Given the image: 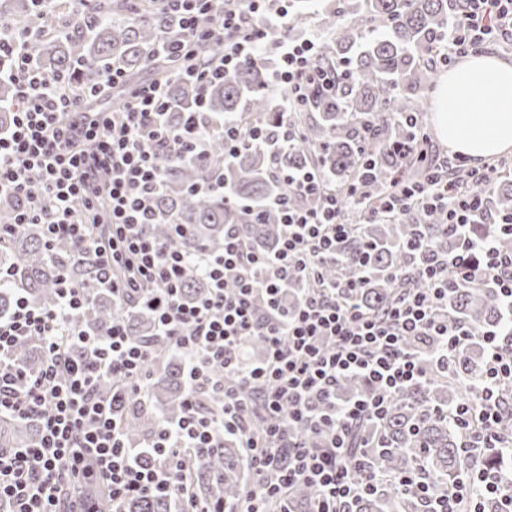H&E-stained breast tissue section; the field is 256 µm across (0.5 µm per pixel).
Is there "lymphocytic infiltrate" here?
<instances>
[{
    "mask_svg": "<svg viewBox=\"0 0 512 512\" xmlns=\"http://www.w3.org/2000/svg\"><path fill=\"white\" fill-rule=\"evenodd\" d=\"M168 20L184 35L159 47L166 62L182 68L199 93L250 62L267 65L269 85L284 93L289 109L304 103L310 88L330 90L335 75L315 67L317 45L287 35L286 9L267 15V0H162ZM207 23H200V16ZM281 33L279 53L267 61L270 30ZM512 43V0H462L461 12L438 49L443 63L488 52L495 42ZM31 32L0 34V56L16 66L9 79L20 98L7 130L0 132V194L20 199L13 223L0 225V240L28 224L41 225L46 246L60 240L89 256L98 288L122 306L148 308L159 335L188 354L185 410L162 421L142 448L130 446L123 423L148 392L150 346L133 339L124 319L90 334L78 323L87 294L61 275L55 307L18 296L14 311L0 317V415L37 419L41 435L25 448H0V507L6 512H100L95 490H103L110 512H126L128 499L167 497L175 512H295L288 492L296 483L314 486L318 497L308 512H344L345 504L377 492L381 480L365 458L350 453L355 429L381 420L397 393L422 381L427 364L449 369L454 354L481 340L484 370L464 381L466 397L450 414L468 428L475 452L508 454L502 417L512 411V252L498 238L512 237V213L498 214L489 188L497 166L466 168L457 157L434 165L420 183H401L382 207L370 208L357 188L346 196L326 189L318 168L291 170L284 178L312 207L277 200L284 235L269 253L250 248L234 225L224 230V249L195 257L169 249L146 231L153 201L163 187L164 149L203 154L210 127L188 112L185 125L170 128V99L164 82H128L113 71L120 110L96 108L103 89H72L48 81L35 65ZM224 52L206 58L208 48ZM357 205L368 217L384 213L401 224H421L437 214L457 249L438 255L412 242L418 253L417 288L402 289L382 314L373 315L357 296L368 279L362 258L357 277L326 278L323 267L337 259V246L351 233L346 211ZM480 224L493 226L477 234ZM203 274L209 294L189 303L183 284ZM307 288L289 312L281 307L294 273ZM461 284H489L497 292L500 319L482 332L448 315V293ZM269 313H259L258 297ZM43 337L45 360L32 375L21 374L9 354L25 336ZM258 337L266 355L245 360L244 344ZM432 336L436 351L411 349L410 339ZM83 353L73 356L66 340ZM220 363L225 376L213 378ZM359 375L371 391L338 398L336 385ZM111 380V395L99 385ZM219 435L234 437L244 450L249 475L240 499L207 506L187 487V456L203 458ZM407 493L433 504L434 512H484L486 496L499 512H512V469H478L445 493H435L415 473L399 478Z\"/></svg>",
    "mask_w": 512,
    "mask_h": 512,
    "instance_id": "obj_1",
    "label": "lymphocytic infiltrate"
}]
</instances>
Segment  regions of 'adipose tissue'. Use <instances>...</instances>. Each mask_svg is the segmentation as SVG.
Here are the masks:
<instances>
[{
  "mask_svg": "<svg viewBox=\"0 0 512 512\" xmlns=\"http://www.w3.org/2000/svg\"><path fill=\"white\" fill-rule=\"evenodd\" d=\"M436 124L449 150L483 161L512 150V65L470 58L444 75L436 91Z\"/></svg>",
  "mask_w": 512,
  "mask_h": 512,
  "instance_id": "ef3b65f1",
  "label": "adipose tissue"
}]
</instances>
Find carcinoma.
Returning a JSON list of instances; mask_svg holds the SVG:
<instances>
[{"label":"carcinoma","mask_w":512,"mask_h":512,"mask_svg":"<svg viewBox=\"0 0 512 512\" xmlns=\"http://www.w3.org/2000/svg\"><path fill=\"white\" fill-rule=\"evenodd\" d=\"M325 24L336 28V39L322 50L319 65L330 68L343 64L346 75L336 81V95H317L290 114L294 125L303 127V141L295 149L269 145L242 152L224 160V138L209 136L206 159L164 154V185L154 201V221L146 231L168 247L187 255L214 254L224 249V225L233 224L249 246L272 251L282 234L281 215L266 205L280 196L299 205L313 199L302 196L270 173L271 164L286 171L318 166L326 172L327 183L341 194L360 174L368 171L365 197L378 207L385 189L409 168L424 166L421 158L408 161L392 153V144L411 134L409 118L425 111L419 90L433 72L427 65L432 50L448 36L455 12L448 0H350L343 9L324 7ZM0 17L18 27L38 30L35 50L39 69L52 78L63 77L77 86H99L112 69H121L132 82L151 69L168 83L172 109L168 125L183 124V112L194 106L196 87L151 55L161 35L174 38L180 31L155 13L152 4L131 5L126 0H0ZM266 68L246 63L224 76V82L211 86L206 95L204 123L216 124L233 118L249 128L250 113L264 114L261 128L268 139L277 137L282 111L273 106L266 93ZM17 94L10 80H0V130L11 121ZM203 183H214L210 191H197ZM20 201L0 197V224L14 222ZM414 225H360L338 246V252L353 258L362 250L366 255L369 278L361 289L360 303L380 314L395 300L404 286L420 288L418 280L397 283L396 271L409 273L415 252L408 247ZM420 238L429 249L448 252L454 240L440 232L438 224L421 226ZM0 267L12 271V283L0 288V316L9 313L17 292L43 308L57 303L56 282L60 272L72 282L89 289L90 303L79 323L92 331L105 329L114 318L127 321L132 337L151 343L154 351L150 369L153 378L147 394L152 406L138 405L127 415L129 443L140 446L160 424V418H176L184 410L186 393L184 370L187 353L154 335L149 317L133 313L112 302V297L90 290L89 262L76 254L66 241L47 250L41 228L30 224L0 240ZM207 280L190 274L183 286L184 297L194 300L205 294ZM448 315L457 317L476 330L497 323L496 292L488 287L460 285L448 294ZM43 340L28 336L15 345L11 360L27 373L43 364ZM484 360L480 348L470 347L453 360V372L466 380L478 378ZM445 372L435 367L422 382L402 389L385 418L373 427L359 428L352 449L376 436L366 449L370 467L392 481L367 497L355 499L349 512H425L424 502L406 494L394 478L415 471L430 487L444 490L460 478L461 452L468 440L467 430L448 421V409L455 406L462 388L448 385ZM40 427L35 421L0 417V448L35 444ZM192 490L208 503L230 502L247 486L239 461L236 441L224 438L203 460H189ZM317 496L315 488L297 486L294 503L306 509ZM168 499L129 501L127 512H170Z\"/></svg>","instance_id":"1"}]
</instances>
